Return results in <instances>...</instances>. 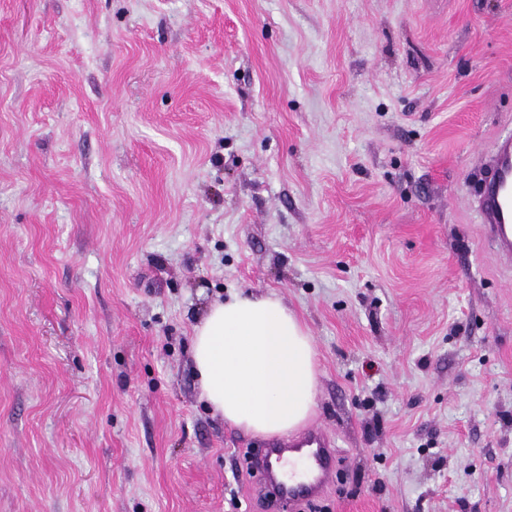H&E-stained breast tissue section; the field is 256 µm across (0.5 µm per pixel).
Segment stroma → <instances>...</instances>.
Here are the masks:
<instances>
[{
    "instance_id": "1",
    "label": "stroma",
    "mask_w": 512,
    "mask_h": 512,
    "mask_svg": "<svg viewBox=\"0 0 512 512\" xmlns=\"http://www.w3.org/2000/svg\"><path fill=\"white\" fill-rule=\"evenodd\" d=\"M512 0H0V512H265L201 400L276 293L336 470L304 512H512ZM489 178L485 191L471 200L472 208L497 247L498 253L512 257V139L497 142L495 149L484 161Z\"/></svg>"
}]
</instances>
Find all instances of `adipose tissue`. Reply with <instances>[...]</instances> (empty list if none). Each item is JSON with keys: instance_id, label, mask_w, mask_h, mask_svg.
<instances>
[{"instance_id": "ef3b65f1", "label": "adipose tissue", "mask_w": 512, "mask_h": 512, "mask_svg": "<svg viewBox=\"0 0 512 512\" xmlns=\"http://www.w3.org/2000/svg\"><path fill=\"white\" fill-rule=\"evenodd\" d=\"M191 352L202 399L240 430L287 437L315 412L313 338L275 293L238 291L211 303L194 327Z\"/></svg>"}]
</instances>
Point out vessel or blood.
<instances>
[{"label": "vessel or blood", "mask_w": 512, "mask_h": 512, "mask_svg": "<svg viewBox=\"0 0 512 512\" xmlns=\"http://www.w3.org/2000/svg\"><path fill=\"white\" fill-rule=\"evenodd\" d=\"M489 174L483 193L471 201L504 258L512 257V139L497 142L485 161ZM331 436L312 427L297 438L270 443L253 465L267 473L282 512L318 497L334 471Z\"/></svg>", "instance_id": "1"}]
</instances>
